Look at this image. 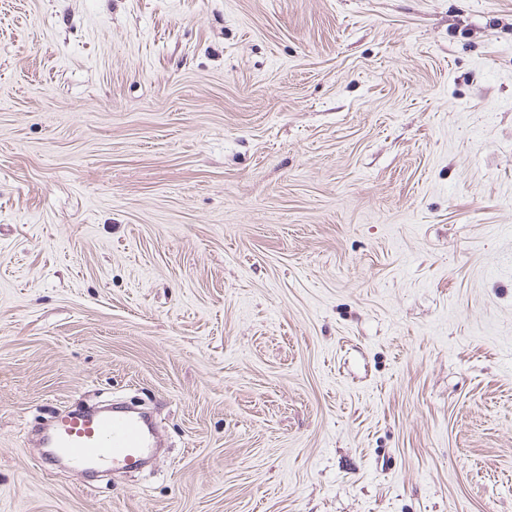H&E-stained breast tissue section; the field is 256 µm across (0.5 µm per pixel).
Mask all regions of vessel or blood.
I'll use <instances>...</instances> for the list:
<instances>
[{
	"label": "vessel or blood",
	"instance_id": "1",
	"mask_svg": "<svg viewBox=\"0 0 512 512\" xmlns=\"http://www.w3.org/2000/svg\"><path fill=\"white\" fill-rule=\"evenodd\" d=\"M149 424L116 407L102 412L65 411L55 416L41 438L46 456L85 470L133 469L149 454Z\"/></svg>",
	"mask_w": 512,
	"mask_h": 512
}]
</instances>
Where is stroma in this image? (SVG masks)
Here are the masks:
<instances>
[{
	"label": "stroma",
	"instance_id": "1",
	"mask_svg": "<svg viewBox=\"0 0 512 512\" xmlns=\"http://www.w3.org/2000/svg\"><path fill=\"white\" fill-rule=\"evenodd\" d=\"M0 512H512V0H0ZM147 429V419L121 407L65 411L54 417L40 444L46 456L65 460L73 469H133L152 448Z\"/></svg>",
	"mask_w": 512,
	"mask_h": 512
}]
</instances>
